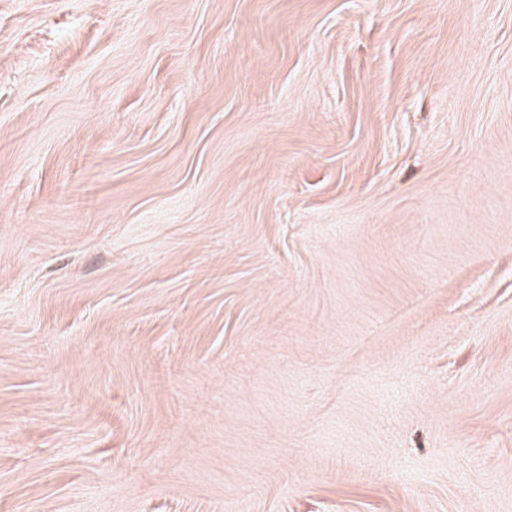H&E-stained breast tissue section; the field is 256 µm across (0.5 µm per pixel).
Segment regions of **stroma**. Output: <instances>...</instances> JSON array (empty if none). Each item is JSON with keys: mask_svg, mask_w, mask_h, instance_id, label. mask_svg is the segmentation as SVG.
I'll list each match as a JSON object with an SVG mask.
<instances>
[{"mask_svg": "<svg viewBox=\"0 0 512 512\" xmlns=\"http://www.w3.org/2000/svg\"><path fill=\"white\" fill-rule=\"evenodd\" d=\"M0 512H512V0H0Z\"/></svg>", "mask_w": 512, "mask_h": 512, "instance_id": "1", "label": "stroma"}]
</instances>
